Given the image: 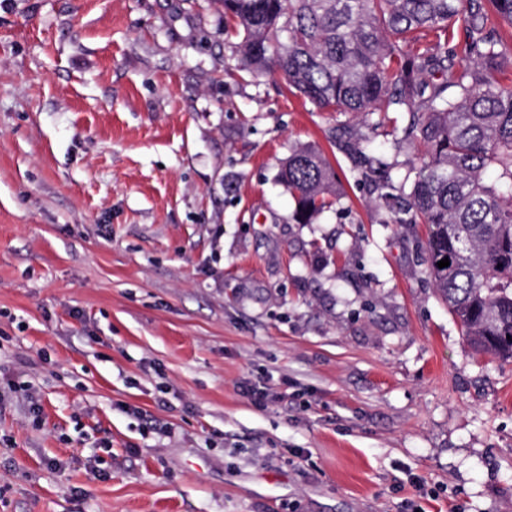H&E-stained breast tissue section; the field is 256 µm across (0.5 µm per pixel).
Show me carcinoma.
Masks as SVG:
<instances>
[{
	"label": "carcinoma",
	"instance_id": "cac0c4a2",
	"mask_svg": "<svg viewBox=\"0 0 512 512\" xmlns=\"http://www.w3.org/2000/svg\"><path fill=\"white\" fill-rule=\"evenodd\" d=\"M239 68L279 73L322 112L408 114L389 135L421 151L406 211L428 226V274L470 348L512 359V85L499 60L512 52V0H215ZM461 31V47L425 46L431 31ZM339 148L380 197L391 178L374 150L380 121ZM279 178L295 221L333 205L335 172L304 146ZM448 259L440 268L437 262Z\"/></svg>",
	"mask_w": 512,
	"mask_h": 512
}]
</instances>
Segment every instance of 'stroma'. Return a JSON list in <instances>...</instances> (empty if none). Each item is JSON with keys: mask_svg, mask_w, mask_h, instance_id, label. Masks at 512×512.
Listing matches in <instances>:
<instances>
[{"mask_svg": "<svg viewBox=\"0 0 512 512\" xmlns=\"http://www.w3.org/2000/svg\"><path fill=\"white\" fill-rule=\"evenodd\" d=\"M231 43L215 0H0V512H512V361L336 146L362 117ZM279 178L296 200L294 219L308 222L315 214L333 205L335 172L321 150L304 146L283 161Z\"/></svg>", "mask_w": 512, "mask_h": 512, "instance_id": "1", "label": "stroma"}]
</instances>
